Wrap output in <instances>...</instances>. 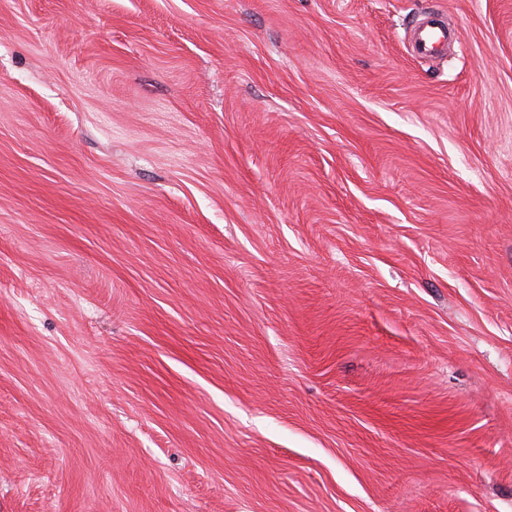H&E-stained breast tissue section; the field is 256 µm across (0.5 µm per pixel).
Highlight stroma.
Returning a JSON list of instances; mask_svg holds the SVG:
<instances>
[{
	"label": "stroma",
	"mask_w": 512,
	"mask_h": 512,
	"mask_svg": "<svg viewBox=\"0 0 512 512\" xmlns=\"http://www.w3.org/2000/svg\"><path fill=\"white\" fill-rule=\"evenodd\" d=\"M0 512H512V0H0ZM448 32L434 14H426L414 26V50L423 57H433L446 50Z\"/></svg>",
	"instance_id": "stroma-1"
}]
</instances>
